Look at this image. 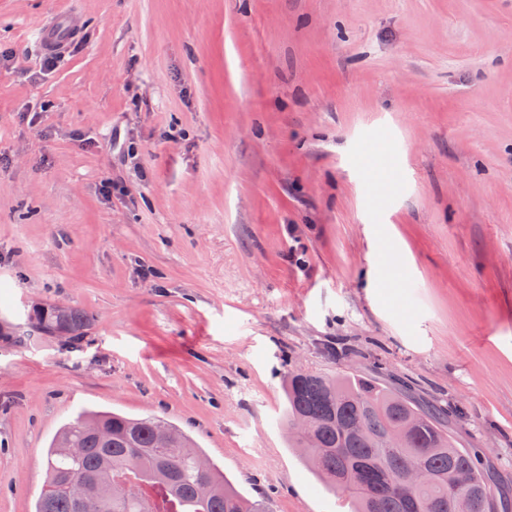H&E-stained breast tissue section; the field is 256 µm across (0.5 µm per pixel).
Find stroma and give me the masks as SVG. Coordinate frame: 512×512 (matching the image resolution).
I'll return each mask as SVG.
<instances>
[{
  "instance_id": "obj_1",
  "label": "stroma",
  "mask_w": 512,
  "mask_h": 512,
  "mask_svg": "<svg viewBox=\"0 0 512 512\" xmlns=\"http://www.w3.org/2000/svg\"><path fill=\"white\" fill-rule=\"evenodd\" d=\"M0 48V512L90 410L349 512L288 444L293 368L409 382L512 482V0H0ZM36 328L44 335L79 340L87 324L86 314L75 307L56 309L53 305L37 307L34 313Z\"/></svg>"
}]
</instances>
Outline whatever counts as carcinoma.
Here are the masks:
<instances>
[{
    "mask_svg": "<svg viewBox=\"0 0 512 512\" xmlns=\"http://www.w3.org/2000/svg\"><path fill=\"white\" fill-rule=\"evenodd\" d=\"M36 328L51 337L78 340L87 324L75 307L40 306ZM285 428L324 486L347 497L351 512H509L487 489L490 469L476 454L456 447L443 411L425 410L398 390L366 374L329 377L288 372L283 383ZM414 418L405 443L392 448L388 432ZM304 420L306 437L292 428ZM417 461L427 481L406 498L398 485L407 463ZM466 469L470 483L448 485V472ZM48 479L35 512H268L262 499L239 491L180 429L161 417L129 418L110 412L79 416L66 425L47 457ZM87 487L77 504L68 485Z\"/></svg>",
    "mask_w": 512,
    "mask_h": 512,
    "instance_id": "carcinoma-1",
    "label": "carcinoma"
}]
</instances>
